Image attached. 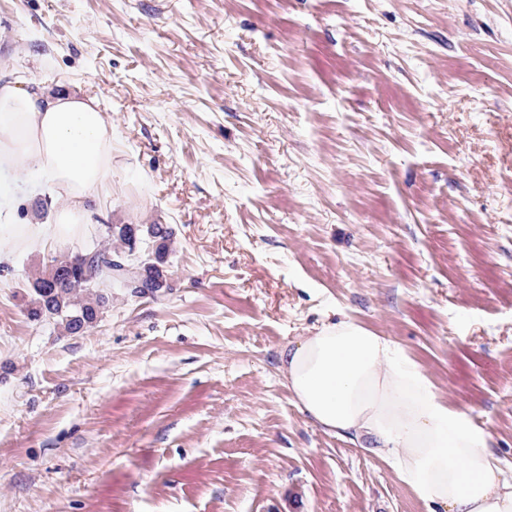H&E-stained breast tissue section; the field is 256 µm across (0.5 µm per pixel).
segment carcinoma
I'll return each mask as SVG.
<instances>
[{
    "mask_svg": "<svg viewBox=\"0 0 512 512\" xmlns=\"http://www.w3.org/2000/svg\"><path fill=\"white\" fill-rule=\"evenodd\" d=\"M156 247V260L138 277L141 292L152 294L167 287L164 265L173 231L166 224H105L98 239L83 250L53 257L29 277L28 315L52 319L68 336L94 327L112 304V288L125 273L112 266L130 249L132 235Z\"/></svg>",
    "mask_w": 512,
    "mask_h": 512,
    "instance_id": "cac0c4a2",
    "label": "carcinoma"
}]
</instances>
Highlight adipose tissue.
Here are the masks:
<instances>
[{
  "mask_svg": "<svg viewBox=\"0 0 512 512\" xmlns=\"http://www.w3.org/2000/svg\"><path fill=\"white\" fill-rule=\"evenodd\" d=\"M51 80L0 86V237L16 221L19 182L61 203L32 243L90 223L111 189L112 132L98 99L55 94ZM289 391L325 431L371 440L427 512H512L491 437L436 392L420 365L389 337L350 320L282 348Z\"/></svg>",
  "mask_w": 512,
  "mask_h": 512,
  "instance_id": "adipose-tissue-1",
  "label": "adipose tissue"
}]
</instances>
